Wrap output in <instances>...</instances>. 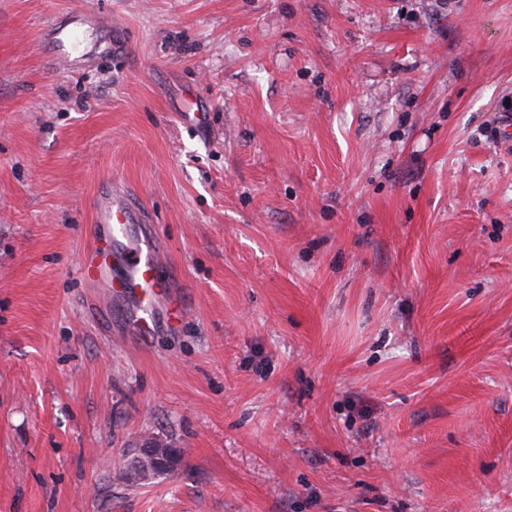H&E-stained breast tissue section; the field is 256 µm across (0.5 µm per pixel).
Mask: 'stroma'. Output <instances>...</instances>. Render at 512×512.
<instances>
[{
  "instance_id": "stroma-1",
  "label": "stroma",
  "mask_w": 512,
  "mask_h": 512,
  "mask_svg": "<svg viewBox=\"0 0 512 512\" xmlns=\"http://www.w3.org/2000/svg\"><path fill=\"white\" fill-rule=\"evenodd\" d=\"M76 8L128 54L52 62ZM107 177L188 300L147 349ZM0 512H512V0H0ZM87 239L80 277L88 285L108 288L105 305L113 298L131 304L124 316L125 333L147 346L156 332L158 307L170 301L182 308L148 209L107 179L93 204Z\"/></svg>"
}]
</instances>
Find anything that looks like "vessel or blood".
<instances>
[{"label":"vessel or blood","instance_id":"b4317fda","mask_svg":"<svg viewBox=\"0 0 512 512\" xmlns=\"http://www.w3.org/2000/svg\"><path fill=\"white\" fill-rule=\"evenodd\" d=\"M89 22L105 34V55L117 57L126 53L127 45L117 37L115 24L102 17H88L76 9L57 19L47 31L46 47L53 60L77 63L75 36ZM87 239L80 277L87 284L105 287V301H128L125 332L148 343L156 332L158 307L178 299L174 274L157 240L148 209L130 200L117 182L105 180L93 204Z\"/></svg>","mask_w":512,"mask_h":512}]
</instances>
